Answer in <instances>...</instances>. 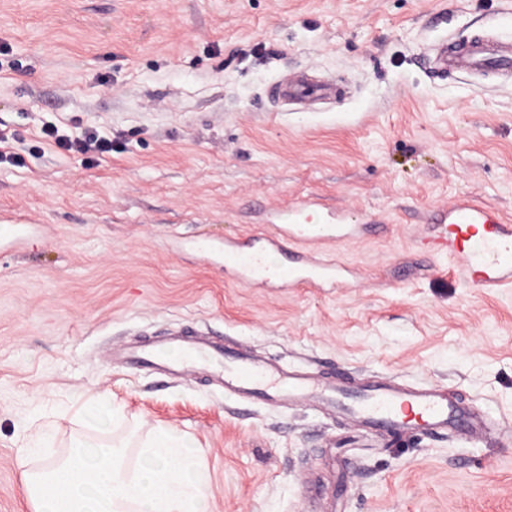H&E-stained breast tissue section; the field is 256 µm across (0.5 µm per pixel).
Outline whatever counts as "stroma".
I'll return each mask as SVG.
<instances>
[{"label":"stroma","instance_id":"1","mask_svg":"<svg viewBox=\"0 0 512 512\" xmlns=\"http://www.w3.org/2000/svg\"><path fill=\"white\" fill-rule=\"evenodd\" d=\"M512 42V0H0V512L64 453L84 400L120 434L171 427L201 512H512V286L484 290L414 227L475 197L512 221V77L434 73L430 50ZM334 82L290 104L288 73ZM120 147L87 165L44 123ZM297 198L375 231L340 242L346 288H250L224 241ZM201 330L277 365L358 384H442L478 436L380 437L317 406L225 394L113 350Z\"/></svg>","mask_w":512,"mask_h":512}]
</instances>
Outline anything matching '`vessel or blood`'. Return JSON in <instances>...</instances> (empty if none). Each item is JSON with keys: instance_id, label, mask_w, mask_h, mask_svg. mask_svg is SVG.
Segmentation results:
<instances>
[{"instance_id": "obj_1", "label": "vessel or blood", "mask_w": 512, "mask_h": 512, "mask_svg": "<svg viewBox=\"0 0 512 512\" xmlns=\"http://www.w3.org/2000/svg\"><path fill=\"white\" fill-rule=\"evenodd\" d=\"M438 73L512 72V43L476 35L446 41L433 50ZM336 94L333 83L301 75L279 84L276 97L311 102ZM426 222L430 248L460 258L465 282L482 289L512 283V226L470 200L431 211ZM341 225L323 221L315 204L301 201L288 208V222L274 233H259L224 242V269L241 283L262 288H336L344 283L342 266L328 246L340 238ZM121 362L177 374L204 365L213 378L243 399L276 402L285 398L314 401L346 414L374 431L402 435L422 430L437 435L449 430L469 435L484 427L474 409L462 406L439 385L408 386L383 381L360 388L338 374L316 377L290 374L245 352L207 338L176 334L120 354Z\"/></svg>"}]
</instances>
